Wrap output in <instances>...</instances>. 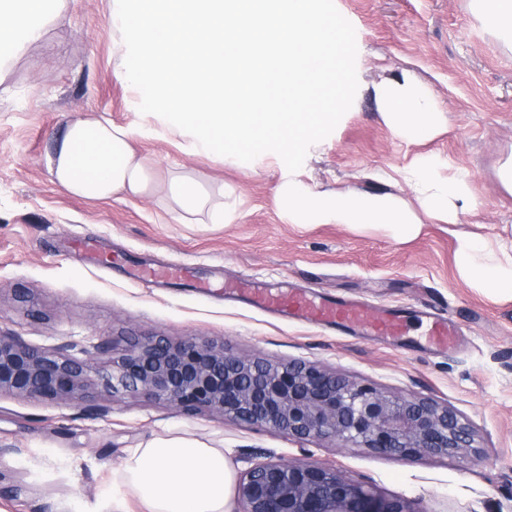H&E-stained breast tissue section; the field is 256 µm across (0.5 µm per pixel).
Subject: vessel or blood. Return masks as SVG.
Wrapping results in <instances>:
<instances>
[{
    "label": "vessel or blood",
    "mask_w": 512,
    "mask_h": 512,
    "mask_svg": "<svg viewBox=\"0 0 512 512\" xmlns=\"http://www.w3.org/2000/svg\"><path fill=\"white\" fill-rule=\"evenodd\" d=\"M236 293L279 316L315 321L326 326L359 329L367 336H399L406 327L398 314L375 313L363 303L331 299L294 288H262L254 280H242Z\"/></svg>",
    "instance_id": "obj_1"
}]
</instances>
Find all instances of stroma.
Listing matches in <instances>:
<instances>
[{
    "mask_svg": "<svg viewBox=\"0 0 512 512\" xmlns=\"http://www.w3.org/2000/svg\"><path fill=\"white\" fill-rule=\"evenodd\" d=\"M355 28L359 88L350 110L308 167L322 190L386 192L418 202L397 176L414 157L466 170L480 206L458 223L426 220L406 240L386 226L288 224L276 205L280 170L258 172L181 147L145 118L112 67L117 38L109 0H65L43 39L0 67V331L44 349L95 351L102 369L130 342L163 335L223 343L226 352L272 362L305 361L351 380L448 405L469 423V459L412 461L299 441L205 413L175 412L139 393L93 394L77 405L0 397V512H138L125 483L131 449L182 436L224 449L234 474L269 457L335 467L415 512H512V297L462 280L459 239L512 243V194L500 166L512 159V43L486 30L472 0H335ZM410 75L443 110L444 132L421 143L394 135L373 88ZM110 117L145 127L133 146L158 177L184 169L223 183L236 209L223 224H176L155 197L90 200L52 182L45 165L64 124ZM179 265L181 278L130 279V268ZM245 278L292 282L372 311L407 315L404 336L376 340L292 322L224 296ZM459 330L456 345L427 341L422 310ZM25 485L12 497L8 488Z\"/></svg>",
    "mask_w": 512,
    "mask_h": 512,
    "instance_id": "35a3bbf8",
    "label": "stroma"
}]
</instances>
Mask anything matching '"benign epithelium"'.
<instances>
[{
    "instance_id": "1",
    "label": "benign epithelium",
    "mask_w": 512,
    "mask_h": 512,
    "mask_svg": "<svg viewBox=\"0 0 512 512\" xmlns=\"http://www.w3.org/2000/svg\"><path fill=\"white\" fill-rule=\"evenodd\" d=\"M137 392L170 409L200 411L222 421L273 429L303 441L330 439L345 447L415 460L463 458L469 427L446 405L361 384L301 361L272 363L230 354L207 339L153 336L132 343L112 371L90 353L48 350L0 333V396L79 404L92 389ZM238 512H417L336 469L277 458L238 479Z\"/></svg>"
}]
</instances>
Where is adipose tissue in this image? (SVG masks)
Here are the masks:
<instances>
[{
    "instance_id": "ef3b65f1",
    "label": "adipose tissue",
    "mask_w": 512,
    "mask_h": 512,
    "mask_svg": "<svg viewBox=\"0 0 512 512\" xmlns=\"http://www.w3.org/2000/svg\"><path fill=\"white\" fill-rule=\"evenodd\" d=\"M64 0H0V53L8 55L40 40ZM385 123L408 142L431 139L446 126V118L431 92L409 76L389 79L374 89ZM136 128L108 119L80 117L65 124L52 153L45 159L54 182L73 195L104 200L118 196H162L173 204L180 224L199 219L220 224L223 202L214 201L200 176L171 172L158 180L152 168L131 147ZM445 162L426 155L400 169L424 213L445 224L474 213L479 202L470 190L466 171L442 178ZM460 277L491 293L512 294V252L492 256L478 238L460 241L456 250ZM126 475L142 512H232L231 468L223 449L196 439L159 438L134 449Z\"/></svg>"
}]
</instances>
